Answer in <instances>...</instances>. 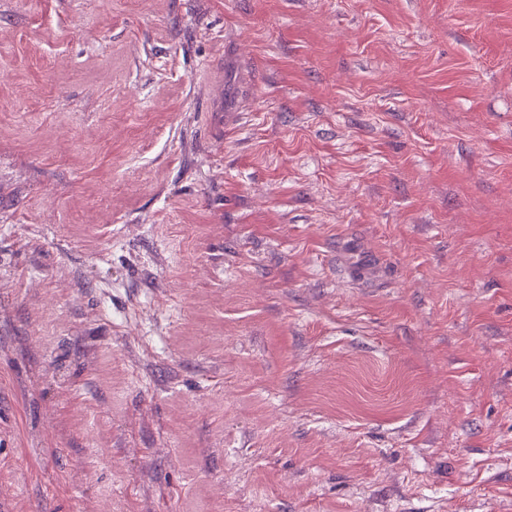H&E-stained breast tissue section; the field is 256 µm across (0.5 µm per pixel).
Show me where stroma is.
Listing matches in <instances>:
<instances>
[{"mask_svg":"<svg viewBox=\"0 0 512 512\" xmlns=\"http://www.w3.org/2000/svg\"><path fill=\"white\" fill-rule=\"evenodd\" d=\"M0 512H512V0H0Z\"/></svg>","mask_w":512,"mask_h":512,"instance_id":"obj_1","label":"stroma"}]
</instances>
